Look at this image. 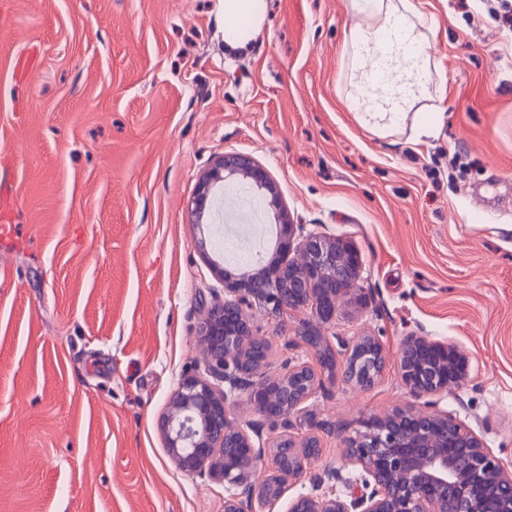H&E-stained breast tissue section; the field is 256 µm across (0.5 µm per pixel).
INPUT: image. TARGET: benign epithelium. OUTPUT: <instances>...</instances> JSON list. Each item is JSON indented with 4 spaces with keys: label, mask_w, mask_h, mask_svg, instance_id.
Segmentation results:
<instances>
[{
    "label": "benign epithelium",
    "mask_w": 512,
    "mask_h": 512,
    "mask_svg": "<svg viewBox=\"0 0 512 512\" xmlns=\"http://www.w3.org/2000/svg\"><path fill=\"white\" fill-rule=\"evenodd\" d=\"M237 176L265 192L276 240L266 263L237 273L210 255L205 233L195 240L224 282V303L210 308L199 328L204 371L179 378L159 418L170 458L184 471L223 482L224 512H277L282 501L285 512H512V472L481 436L446 412L415 407L369 418L347 439V466L357 476L345 481L343 492L332 487L284 499L321 452L318 436L299 437L293 429L322 389L323 374L302 358L269 374L272 346L249 315L255 309H307L312 318L333 323L350 292L344 284L363 279L364 262L349 241L293 223L266 170L239 154L216 157L202 174L188 205L191 224L202 229L213 223L216 191ZM303 335L316 336L309 345L314 357L335 351L320 331ZM342 347L346 379L360 390L372 386L387 363L381 342L365 335ZM467 371L468 360L451 345L422 337L404 344L401 378L416 398L448 391ZM241 397L256 419L242 421L231 411ZM265 458L268 470L259 479L255 474Z\"/></svg>",
    "instance_id": "benign-epithelium-1"
}]
</instances>
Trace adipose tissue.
Returning <instances> with one entry per match:
<instances>
[{"mask_svg":"<svg viewBox=\"0 0 512 512\" xmlns=\"http://www.w3.org/2000/svg\"><path fill=\"white\" fill-rule=\"evenodd\" d=\"M224 12V41L245 46L264 24L255 0H219ZM366 26L350 30L344 44L350 59L346 80L353 93L373 97L376 91L399 92L397 112H360L356 120L374 135L386 137L412 124L415 137H433L437 123L410 122L415 104L430 94L426 79L429 57L424 49L420 16L413 0H350Z\"/></svg>","mask_w":512,"mask_h":512,"instance_id":"ef3b65f1","label":"adipose tissue"}]
</instances>
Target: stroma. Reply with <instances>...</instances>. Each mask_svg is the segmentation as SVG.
Returning <instances> with one entry per match:
<instances>
[{
  "label": "stroma",
  "instance_id": "35a3bbf8",
  "mask_svg": "<svg viewBox=\"0 0 512 512\" xmlns=\"http://www.w3.org/2000/svg\"><path fill=\"white\" fill-rule=\"evenodd\" d=\"M438 136L354 118L348 0H257L229 48L214 0H8L0 22V512H224L157 427L222 283L187 206L225 153L253 157L294 223L350 241L364 306L324 335L378 336L359 390L326 379L297 423L322 452L290 495L341 470L363 419L418 405L473 427L512 468V34L488 0H415ZM309 312L255 311L271 369L307 356ZM455 346L468 375L414 399L409 337Z\"/></svg>",
  "mask_w": 512,
  "mask_h": 512
}]
</instances>
